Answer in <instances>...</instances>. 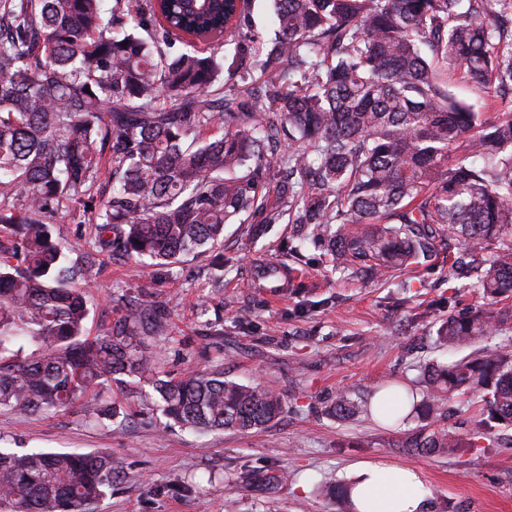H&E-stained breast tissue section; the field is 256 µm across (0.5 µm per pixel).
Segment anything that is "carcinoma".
Instances as JSON below:
<instances>
[{"label": "carcinoma", "mask_w": 512, "mask_h": 512, "mask_svg": "<svg viewBox=\"0 0 512 512\" xmlns=\"http://www.w3.org/2000/svg\"><path fill=\"white\" fill-rule=\"evenodd\" d=\"M274 38L248 0H0V409L23 414L116 405L99 394L152 372L146 341L165 306L125 305L88 339L76 282L93 260L53 240L61 211L95 225L92 250L162 271L214 254L224 225L256 235L283 220L336 269L377 279L448 251L452 278L512 295V0H273ZM206 42L204 55L193 40ZM183 48H175V43ZM459 68L501 106L485 118L444 85ZM169 105H157L160 97ZM478 309L437 329L450 348L507 333ZM32 347L24 355V346ZM139 399L196 431L266 427L282 412L269 384L192 371ZM479 396L476 430L438 425L447 398ZM390 396L384 419L425 424L403 447L477 448L512 428V336L433 364ZM375 395L336 392V419L373 415ZM103 453L0 449L12 512H89L112 488Z\"/></svg>", "instance_id": "obj_1"}]
</instances>
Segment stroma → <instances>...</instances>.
<instances>
[{
  "label": "stroma",
  "mask_w": 512,
  "mask_h": 512,
  "mask_svg": "<svg viewBox=\"0 0 512 512\" xmlns=\"http://www.w3.org/2000/svg\"><path fill=\"white\" fill-rule=\"evenodd\" d=\"M290 240L286 223L270 225L257 241L248 225L230 224L223 268L187 257L155 275L138 259L104 257L82 286L92 337L142 290L165 303V332L147 342L159 378L211 368L229 380L275 384L284 410L268 427L198 434L166 425L138 398L107 391L101 401L121 405L111 419L91 422L78 408L0 410V446L112 455L122 469L94 512H224L229 497L235 512H339L325 487L352 480L357 463L376 461L419 470L427 512H512V449L492 443L454 456H421L400 446L418 419L391 426L321 413L337 390L406 384L429 361L465 356V349L437 341L435 324L471 308L510 312L512 297L491 305L469 285L450 295L448 264L439 258L368 282L333 270L312 246L290 251ZM264 260L299 272L287 295L273 299L245 287L251 265ZM274 470L287 471V482L263 486L262 476Z\"/></svg>",
  "instance_id": "obj_1"
}]
</instances>
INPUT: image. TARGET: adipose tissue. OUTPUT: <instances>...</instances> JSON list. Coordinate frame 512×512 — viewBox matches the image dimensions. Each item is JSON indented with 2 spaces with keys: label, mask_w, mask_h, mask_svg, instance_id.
<instances>
[{
  "label": "adipose tissue",
  "mask_w": 512,
  "mask_h": 512,
  "mask_svg": "<svg viewBox=\"0 0 512 512\" xmlns=\"http://www.w3.org/2000/svg\"><path fill=\"white\" fill-rule=\"evenodd\" d=\"M348 496L356 512H423L426 491L421 474L381 462L356 465Z\"/></svg>",
  "instance_id": "1"
}]
</instances>
